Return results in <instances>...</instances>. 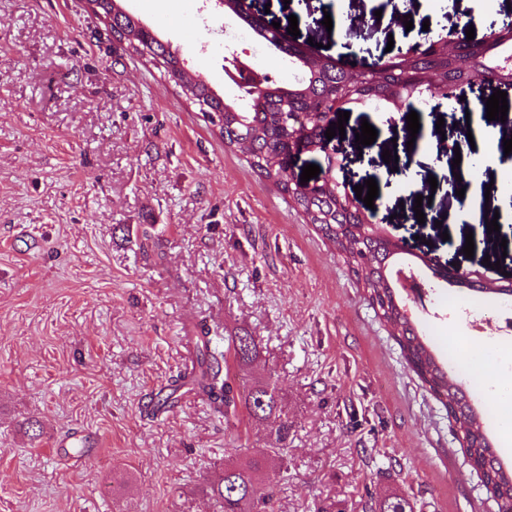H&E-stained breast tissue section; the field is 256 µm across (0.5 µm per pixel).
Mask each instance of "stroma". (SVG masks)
Here are the masks:
<instances>
[{
    "instance_id": "obj_1",
    "label": "stroma",
    "mask_w": 512,
    "mask_h": 512,
    "mask_svg": "<svg viewBox=\"0 0 512 512\" xmlns=\"http://www.w3.org/2000/svg\"><path fill=\"white\" fill-rule=\"evenodd\" d=\"M220 96H238L221 31L243 28L210 0H123ZM512 0H411L409 20L390 19V0H248L250 15L320 43L321 56L364 70L429 35L485 20ZM360 13L371 29L338 38L310 23ZM483 24L475 28L483 37ZM239 59L288 84L294 72L275 50ZM475 121L501 142L499 121L454 106L419 115L427 150L411 147L407 179L387 183L384 151L401 131L382 112L352 110L337 181L375 179L378 224L408 241L430 290L403 298L406 314L498 441L499 417L458 343L496 353L499 301L434 279L431 256L507 283L512 227L486 224L498 210L496 172L468 178L472 155L454 163L439 118ZM375 144L354 151L362 123ZM458 165L466 198L487 205L478 224L458 217L447 169ZM425 204H416V196ZM422 209L424 223L408 221ZM473 240L474 255L463 247ZM486 318L477 332L456 316ZM208 327L247 330L260 356L250 372L276 382L292 424L288 476L274 486L275 512H369L391 493L412 512H501L464 453L444 406L410 369L397 340L346 260L290 199L226 147L174 81L114 41L85 0H0V512H213L209 479L228 455L276 447L270 426L225 421L186 393L161 417L144 406L183 372L185 339ZM43 430L30 440L21 423ZM75 428L99 439L83 463H65L56 440Z\"/></svg>"
}]
</instances>
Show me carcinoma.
<instances>
[{
    "label": "carcinoma",
    "instance_id": "obj_1",
    "mask_svg": "<svg viewBox=\"0 0 512 512\" xmlns=\"http://www.w3.org/2000/svg\"><path fill=\"white\" fill-rule=\"evenodd\" d=\"M87 2L115 41L125 43L129 51L162 68L168 76L183 79L186 68L178 52L127 14L121 0ZM224 11L238 16L288 59L296 72L294 81L286 86L268 82L260 95L250 90L226 100L199 77L182 90L183 95L219 128L224 145L245 154L251 168L277 185L340 255L369 256V264L356 271L358 279L369 298L387 301L384 314L397 331L407 363L426 370L424 383L434 397L467 425L465 454L482 471L488 493L503 501L504 512H512V471L503 469L465 393L448 384L444 363L394 301L397 293L391 268L395 254L374 230L362 228L367 223L365 213L346 201L344 189L336 188V178L325 177L319 185L304 189L287 175L293 152L302 148L309 154L324 152L325 130L319 112L327 103H340L348 109L400 112L410 110L415 99L427 100L435 94L451 104L465 85L496 90L512 87V24L504 17L484 39L472 41L465 34L473 24L470 20L458 32L438 34L423 45L406 47L355 80L335 59L309 62L308 50L292 42H274L270 29L251 18L239 0H224ZM194 340V390L227 421L238 418L243 409L249 419L273 424L279 442L261 457L224 465V471L210 484V499L219 512H273L274 484L269 482V473L283 469L288 455V410L276 385L262 379L252 385L240 384L228 365L230 354L241 364L254 363L260 356L259 346L247 332L225 338L222 350L217 337L208 331H200ZM407 508L406 499L394 494L376 503L374 512H406Z\"/></svg>",
    "mask_w": 512,
    "mask_h": 512
}]
</instances>
